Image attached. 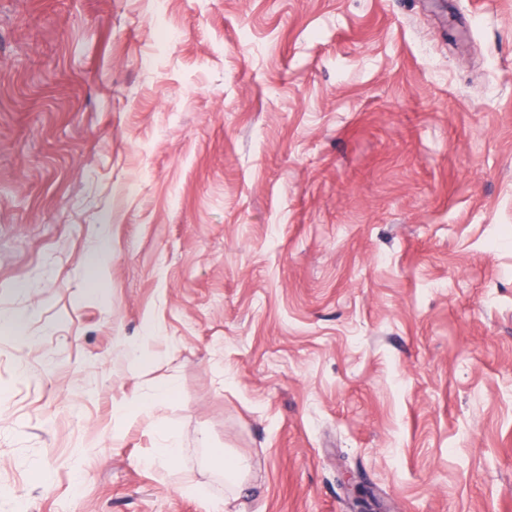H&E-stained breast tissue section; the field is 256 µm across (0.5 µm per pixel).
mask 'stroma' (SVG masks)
<instances>
[{
	"instance_id": "1",
	"label": "stroma",
	"mask_w": 512,
	"mask_h": 512,
	"mask_svg": "<svg viewBox=\"0 0 512 512\" xmlns=\"http://www.w3.org/2000/svg\"><path fill=\"white\" fill-rule=\"evenodd\" d=\"M349 474L512 512V0H0V512ZM174 392L175 387L173 384L168 383L154 388L150 393H135L118 407V412L121 415L131 412L149 415L156 404L170 397Z\"/></svg>"
}]
</instances>
